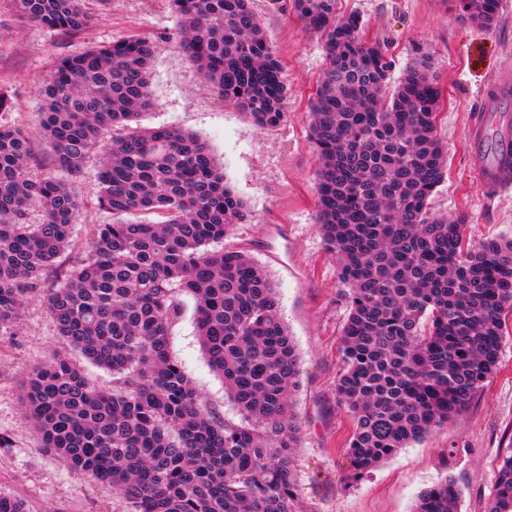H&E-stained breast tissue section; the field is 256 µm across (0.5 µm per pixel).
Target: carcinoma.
<instances>
[{
  "label": "carcinoma",
  "mask_w": 512,
  "mask_h": 512,
  "mask_svg": "<svg viewBox=\"0 0 512 512\" xmlns=\"http://www.w3.org/2000/svg\"><path fill=\"white\" fill-rule=\"evenodd\" d=\"M21 21L64 34L92 25L83 0H11ZM490 24L499 0H455ZM180 45L224 100L261 128L287 117L281 64L249 0H173ZM328 55L311 103L321 161L318 223L347 288L337 381L353 421L346 482L419 441L462 410L495 374L502 313L512 308V239L472 244L464 218L430 214L445 175L436 135L442 99L422 54L394 90V60L336 0H291ZM157 45L128 37L65 56L40 89L45 147L65 178L30 173L27 131L0 123V331L40 294L60 336L112 371L92 386L67 353L28 371L23 407L44 447L112 487L114 512H297L291 399L300 359L273 285L250 256L215 245L250 219L210 146L176 127L132 128L151 105ZM101 151L99 206L86 254L63 283L79 202L68 181ZM43 213L26 222L30 206ZM155 214L156 221L127 215ZM195 302L198 336L240 419L215 415L170 354L180 293ZM445 476L412 512H458ZM486 512H512V451L499 461Z\"/></svg>",
  "instance_id": "cac0c4a2"
}]
</instances>
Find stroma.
<instances>
[{
  "mask_svg": "<svg viewBox=\"0 0 512 512\" xmlns=\"http://www.w3.org/2000/svg\"><path fill=\"white\" fill-rule=\"evenodd\" d=\"M95 21L68 35L17 20L0 0V90L9 104L0 122L24 127L45 172L51 164L39 126L40 86L60 57L128 36L157 41L151 67L150 111L141 126H175L205 140L228 184L247 204L249 223L237 225L227 245L249 254L277 289L280 315L301 361L292 397L299 424L293 453L299 512H411L418 494L452 475L461 491L460 512H484L500 458L512 448V309L503 313L498 368L469 406L420 442L401 449L358 481L345 482V446L351 420L336 396L342 372V330L348 307L336 260L325 249L316 223L314 190L318 158L310 139L309 112L326 65L324 38L304 30L288 0H252L251 8L271 42L288 88V118L260 129L224 103L180 47L170 0H90ZM340 15H357L366 33L384 42L400 80L416 52L429 55L440 76L443 104L437 131L447 150V172L431 199L432 213L465 218V238L482 243L512 237V189L488 192L472 175L469 118L496 77L512 80V0H499L494 22L480 26L458 14L450 0H338ZM97 155L71 189L80 201L68 255L88 248L87 229L112 216L98 205ZM67 345L42 296L27 299L0 333V495L24 502L26 512H112L115 494L87 474L72 470L42 441L22 403L28 368ZM170 352L205 395L213 412L237 418L224 381L209 366L196 332L194 301L171 331Z\"/></svg>",
  "mask_w": 512,
  "mask_h": 512,
  "instance_id": "stroma-1",
  "label": "stroma"
}]
</instances>
